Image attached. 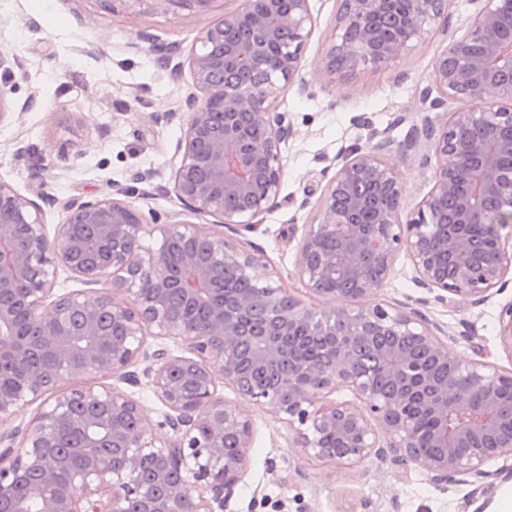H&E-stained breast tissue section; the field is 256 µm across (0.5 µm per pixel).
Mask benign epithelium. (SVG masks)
Here are the masks:
<instances>
[{
    "label": "benign epithelium",
    "instance_id": "benign-epithelium-1",
    "mask_svg": "<svg viewBox=\"0 0 512 512\" xmlns=\"http://www.w3.org/2000/svg\"><path fill=\"white\" fill-rule=\"evenodd\" d=\"M512 0H481L467 33L452 40L432 70L438 91L422 95L435 119L414 124L404 151L420 166L436 159L434 184L403 218V186L386 157L391 140L371 128L328 179L318 223L304 232L296 271L326 298L351 308L320 311L259 271L253 254L174 222L158 228L150 248L142 213L121 199L67 208L49 230L41 205L0 180V371L22 375L0 389V420L30 405L66 377L102 370L136 386L143 375L168 408L149 419L117 386H81L42 400L15 454L0 452V504L11 512H224L242 481L254 429L246 407L259 405L288 424L290 448L319 461L355 466L372 458L413 464L435 481L470 477L482 490L512 472L489 469L512 458V370L483 359L461 360L420 311L385 307L375 293L396 254L410 257L414 281L474 305L512 283ZM440 20L447 0H342L340 41L326 56L331 72L360 64L383 68ZM310 0H243L203 31L187 62L195 92L179 150L175 192L188 211L215 223L252 228L279 204L285 165L280 144L293 133L277 101L293 86L311 36ZM467 107L447 113L448 98ZM490 225L482 244L463 228ZM180 236L206 245L189 249L178 269L164 241ZM85 288L55 293L58 267ZM253 283L247 293L224 287L217 270ZM110 281V287L96 285ZM208 309L193 325L170 306L173 292ZM123 328L104 345V319ZM186 346L145 349L147 338ZM497 340L512 357V301L499 313ZM423 351L442 366L436 382L417 363ZM224 383L237 394H217ZM347 391L349 399L331 395ZM172 434L158 443L155 429ZM163 460L179 481L159 491L161 474L145 482L147 463ZM39 480L17 490L20 474ZM200 487L197 495L187 487Z\"/></svg>",
    "mask_w": 512,
    "mask_h": 512
}]
</instances>
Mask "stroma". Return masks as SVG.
Listing matches in <instances>:
<instances>
[{"instance_id": "35a3bbf8", "label": "stroma", "mask_w": 512, "mask_h": 512, "mask_svg": "<svg viewBox=\"0 0 512 512\" xmlns=\"http://www.w3.org/2000/svg\"><path fill=\"white\" fill-rule=\"evenodd\" d=\"M341 0H311L314 27L302 52L300 86L279 99L295 136L282 143L285 176L278 207L246 231L187 211L174 191L191 92L188 71L161 68L156 51L173 44L189 51L233 0H213L204 12L166 8L156 0H0V94L14 116L0 121V179L40 202L48 224L60 223L69 204L125 198L163 225L180 218L224 236L265 265L273 280L304 303L330 311L333 301L311 293L296 272L300 243L318 217L326 183L318 156L339 157L366 144L357 117L388 130V153L403 184L404 213L417 210L433 185L434 167H420L398 149L410 124L424 118L421 96L432 85L433 62L449 42L437 31L403 51L387 68L358 65L332 73L329 48L339 39ZM24 60V68L11 57ZM32 109H24L29 98ZM307 208H300L303 198ZM406 253H399L376 292L389 306L419 307L447 334L452 356L512 368L497 341L498 315L512 300V286L483 305L451 299L440 303L418 287ZM474 332L462 338L464 328ZM255 438L247 471L230 512H486L506 484L480 493L474 484H436L415 466L377 461L356 467L323 463L289 449L286 423L251 407Z\"/></svg>"}]
</instances>
